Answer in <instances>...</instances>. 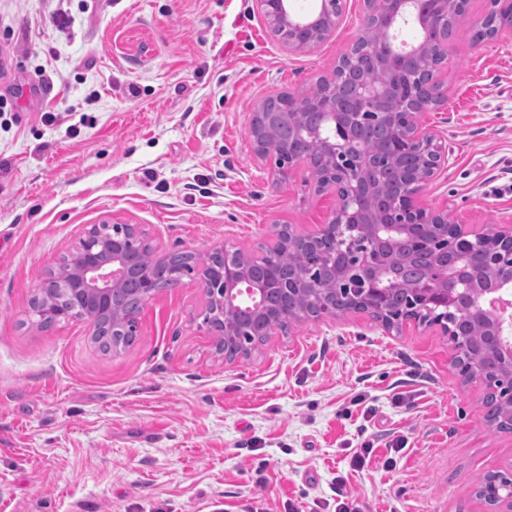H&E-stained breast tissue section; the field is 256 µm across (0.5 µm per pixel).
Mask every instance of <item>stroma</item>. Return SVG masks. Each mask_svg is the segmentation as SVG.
Returning a JSON list of instances; mask_svg holds the SVG:
<instances>
[{"mask_svg":"<svg viewBox=\"0 0 512 512\" xmlns=\"http://www.w3.org/2000/svg\"><path fill=\"white\" fill-rule=\"evenodd\" d=\"M64 7L62 29L53 0H0L12 31L0 95L44 90L0 115V512H336L341 494L359 512H487L474 490L512 465V432L488 426L482 386L462 383L436 330L307 321L227 363L191 279L145 304L116 354L86 321L28 318L93 224L140 225L157 258L222 245L257 258L273 225L325 223L335 196L306 163L283 178L259 164L249 123L267 97L300 95L334 68L365 31L363 0L296 54L255 0ZM486 9L471 0L442 101L420 114L448 165L418 199L477 233L512 221V37L472 43ZM365 441L372 458L352 469Z\"/></svg>","mask_w":512,"mask_h":512,"instance_id":"obj_1","label":"stroma"}]
</instances>
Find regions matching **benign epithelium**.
<instances>
[{"label": "benign epithelium", "mask_w": 512, "mask_h": 512, "mask_svg": "<svg viewBox=\"0 0 512 512\" xmlns=\"http://www.w3.org/2000/svg\"><path fill=\"white\" fill-rule=\"evenodd\" d=\"M414 2L364 0L365 19L375 15L389 17L376 51L390 66L423 53L422 41L398 54L393 52V43L399 39L396 26L406 16L405 6ZM257 3L263 15L274 20L276 35L288 34L282 43L292 53L318 46L336 28L343 13V0H315L307 12L297 11L294 0ZM480 26L490 39L503 31L512 32V13H501L494 0H489ZM342 72L339 62L330 77L323 79L327 96L318 102L277 94L263 101L251 119L253 124L265 115L288 121L293 132L307 136L321 159L320 165L313 166L316 187L336 195V208L313 233H299L291 224L273 225L270 251L293 245L315 247L326 234L336 237V251H316L318 264L326 269L330 283L306 288L299 271L284 277L274 260L252 275L240 250L214 248L211 253L224 259V265L217 268L220 287H211L208 277L196 274L205 297L203 325L212 336L224 338V345L217 351L228 363L243 357V351L238 349L243 318L260 324L266 336L307 320L356 313L369 315L389 333H400L408 322L434 328L448 337L452 364L462 381L483 386L488 424L497 430L512 431V224L497 225L489 270L480 272L467 258L451 255L445 249L427 259L429 276L415 279L411 274L415 257H396L403 240L425 234L479 241L483 237L460 223L452 210H427L417 202L421 186L434 180L448 161L447 145L419 122L420 112L437 106V99L406 107L390 99L385 86L361 81L356 86L353 105L347 106L336 98ZM366 103L382 104L384 128L417 147L424 157L422 169L407 173L413 191L395 202L379 187L355 177L361 168L374 163L356 136V127L369 117V113L359 111V106ZM252 144L254 156L261 163L280 155L276 128L269 122L263 127L262 139L252 138ZM139 233L137 224L91 225L80 239L74 271L59 281L58 292L67 295L72 308L58 310L53 302L44 300L31 309L37 323L50 326L84 319L89 322L92 335H97L105 316L122 300L124 284L130 279L123 252L127 241ZM366 235L371 237L372 247L356 249L354 242ZM353 263L359 267L363 286L350 290L353 302L340 307L334 298L333 283ZM133 292L141 308L155 296L157 288L151 277L142 273ZM137 328L136 315L130 319L112 316L114 336H134ZM472 336L481 337L479 345L488 358L484 366L464 360ZM476 495L489 506V512H512V468L489 474V479L477 487Z\"/></svg>", "instance_id": "7a95c632"}]
</instances>
